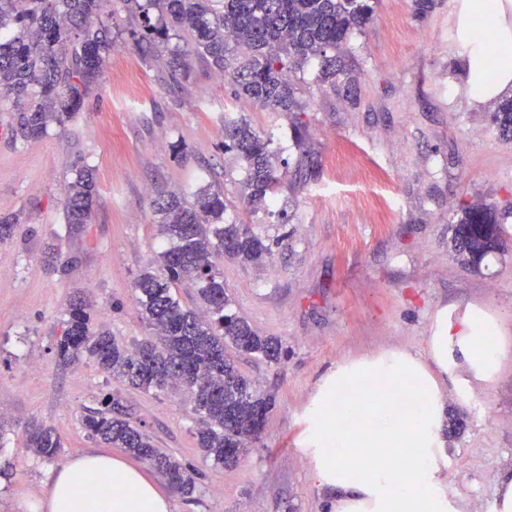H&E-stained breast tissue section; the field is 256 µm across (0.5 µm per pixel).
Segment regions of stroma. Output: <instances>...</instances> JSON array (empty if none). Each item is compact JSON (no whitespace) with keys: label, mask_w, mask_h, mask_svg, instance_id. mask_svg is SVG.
<instances>
[{"label":"stroma","mask_w":512,"mask_h":512,"mask_svg":"<svg viewBox=\"0 0 512 512\" xmlns=\"http://www.w3.org/2000/svg\"><path fill=\"white\" fill-rule=\"evenodd\" d=\"M104 73L65 127L27 138L0 105V216H18L0 244V512L45 499L52 471L102 451L82 418L121 396L156 448L196 469L192 498L173 512H327L302 445L303 413L317 381L336 364L382 352L426 356L436 314L456 323L475 312L496 320L505 355L491 381L472 380L467 398L444 380L448 494L461 512H491L502 473L512 469V142L490 106L457 96L454 0H380L372 22L345 46L356 90L331 89L315 64L294 73L301 112H267L235 99L230 86L194 62L172 73L167 53L133 48L121 0ZM245 118L286 158L267 210L239 198L241 169L224 153V119ZM376 181H361L360 161ZM93 169L90 224L69 228L65 189L77 166ZM219 185L230 221L273 244L262 268L217 256L231 310L278 337L280 363L249 355L241 372L271 395L265 427L239 463L206 461L183 392L144 391L90 359L55 355L70 302L88 298L93 325L127 345L151 330L133 299L138 275L163 248L152 208L159 193ZM492 205L507 249L479 267L460 261L450 226L461 207ZM54 426L64 447L48 462L26 448L31 425Z\"/></svg>","instance_id":"stroma-1"}]
</instances>
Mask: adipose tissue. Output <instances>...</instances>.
I'll use <instances>...</instances> for the list:
<instances>
[{"mask_svg":"<svg viewBox=\"0 0 512 512\" xmlns=\"http://www.w3.org/2000/svg\"><path fill=\"white\" fill-rule=\"evenodd\" d=\"M457 35L467 46L460 90L469 105L512 89V16L504 0H462ZM502 356L495 324L443 320L427 357L386 352L322 377L305 412L304 445L331 512H459L442 480L448 450L439 379L461 360L473 377L490 380ZM40 509L172 512L143 468L112 453L81 455L54 472Z\"/></svg>","mask_w":512,"mask_h":512,"instance_id":"adipose-tissue-1","label":"adipose tissue"}]
</instances>
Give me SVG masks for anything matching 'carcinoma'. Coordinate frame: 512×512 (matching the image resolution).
<instances>
[{
  "mask_svg": "<svg viewBox=\"0 0 512 512\" xmlns=\"http://www.w3.org/2000/svg\"><path fill=\"white\" fill-rule=\"evenodd\" d=\"M106 0H0V100L21 113V132L37 137L49 124L69 122L103 74L112 51L110 25L102 19ZM134 22V49L145 59L186 33L189 49L169 52L172 71L185 70L193 56L224 78L234 97L270 112H299L302 102L290 77L315 60L318 81L350 87L354 77L343 51L350 36L372 20L378 0H122ZM499 136L512 142V96L500 99L491 116ZM224 152L242 162L241 199L265 209L279 182L270 141L245 119H224ZM96 198L93 170L82 167L66 188L70 224L90 223ZM159 235L167 247L158 270L134 282L135 301L152 336L129 347L93 328L90 305L70 304L55 344L59 361L94 360L106 374L130 385L159 391L180 386L199 416L197 440L204 457L235 466L260 432L272 398L259 393L226 352L256 355L279 363L285 355L275 336L261 335L245 318L227 312L220 254L243 265L260 266L271 248L244 224L224 221V192L212 185L190 195L159 197ZM452 248L477 266L503 249L501 228L490 205L460 210L451 227ZM198 288V306L186 307L173 293ZM83 424L91 437L122 448L162 474L171 488L192 496L197 473L155 448L132 420L118 395L104 407L88 408ZM26 448L53 461L63 443L52 426L35 425Z\"/></svg>",
  "mask_w": 512,
  "mask_h": 512,
  "instance_id": "carcinoma-1",
  "label": "carcinoma"
}]
</instances>
